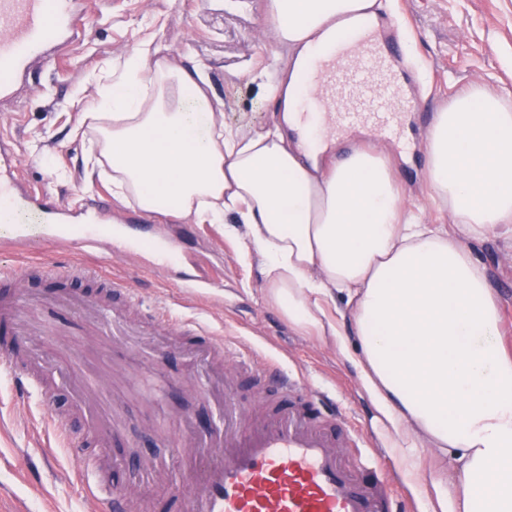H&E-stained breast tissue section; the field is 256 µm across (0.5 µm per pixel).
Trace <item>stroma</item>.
Here are the masks:
<instances>
[{
	"mask_svg": "<svg viewBox=\"0 0 512 512\" xmlns=\"http://www.w3.org/2000/svg\"><path fill=\"white\" fill-rule=\"evenodd\" d=\"M379 30L384 46L401 54L400 81L416 104L407 111L398 133L384 139L358 126L348 143L388 157L409 205L420 207L424 223L452 229L448 210L432 205L424 179L423 139L432 117L461 90L479 85L512 92V0H381ZM266 0H98L83 36L40 66L17 104L0 111V137L14 139L27 182L69 207L95 204L111 208L116 224L144 223V233L175 226L183 247L201 255L202 267L219 263L224 279L207 295L189 296L177 286L178 274L161 275L145 268L144 256L103 244L74 249L65 263H98L103 273L126 278L132 302L106 296L94 284H57L32 272L23 295L32 297L29 315L41 312L45 300L67 302L81 297L86 308L71 310V322L39 336H18L25 363L41 359L44 389L22 391L0 376V512H90L84 483L106 470L117 484L128 479L138 458L166 459L168 477L142 481L134 512H169V499L179 487L183 460L169 439L147 426L156 413L150 403L132 401L129 388L117 385L113 414L121 431L120 446L75 450L48 445L64 420L70 434L87 436V421L72 390L78 379L56 373L59 357L72 348L95 349L89 367L112 352L114 340L98 333V312L110 309L132 332L124 372L132 379L142 370L177 381L168 391V407L184 408L196 434L208 435L222 424L224 388H232L241 405L264 411V397L279 404L295 402L271 383L257 384L235 363L246 358L258 365H278L302 377L304 397L317 408L324 426H342L349 437L341 453L351 458L381 450L383 470L397 474L398 512H436L439 492L456 493L460 463L436 448H398L394 430L375 399L360 382L357 363L337 352L330 337L302 334L265 298L259 264L246 259L239 241L223 225L199 224L174 215L142 217L132 204L112 194V171L87 181L85 160L94 148L92 136L77 135L83 114L104 76L140 43L149 41L162 54L183 65L205 67L210 91L222 102L225 126L244 132L263 130L278 118V103L253 82L254 72L270 63L285 66L288 49L263 26ZM485 266L501 312V342L512 351V232L502 230L474 244ZM173 314L205 324L223 336V361L209 358L203 337L181 335L164 327L159 317Z\"/></svg>",
	"mask_w": 512,
	"mask_h": 512,
	"instance_id": "1",
	"label": "stroma"
}]
</instances>
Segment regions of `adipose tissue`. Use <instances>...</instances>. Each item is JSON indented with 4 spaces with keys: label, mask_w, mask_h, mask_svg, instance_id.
I'll return each instance as SVG.
<instances>
[{
    "label": "adipose tissue",
    "mask_w": 512,
    "mask_h": 512,
    "mask_svg": "<svg viewBox=\"0 0 512 512\" xmlns=\"http://www.w3.org/2000/svg\"><path fill=\"white\" fill-rule=\"evenodd\" d=\"M380 0H267L288 49L270 79L273 126L224 125L198 67L145 43L94 98L90 117L116 196L142 212L238 224L267 300L299 332L360 354L361 380L398 435L456 451L460 512H512V354L470 245L512 225V96L481 87L441 107L425 136L432 200L454 232L421 223L382 154L324 166L331 123L309 137L298 106L318 89L313 55L378 25ZM347 296L332 306L334 292Z\"/></svg>",
    "instance_id": "1"
}]
</instances>
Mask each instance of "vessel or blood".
Returning <instances> with one entry per match:
<instances>
[{
    "label": "vessel or blood",
    "mask_w": 512,
    "mask_h": 512,
    "mask_svg": "<svg viewBox=\"0 0 512 512\" xmlns=\"http://www.w3.org/2000/svg\"><path fill=\"white\" fill-rule=\"evenodd\" d=\"M97 9L96 0H0V104L13 102L35 64L57 54L76 40ZM320 89L306 102L303 122L330 120L337 131L366 125L384 134L399 124L409 100L403 93L386 49L375 31L342 40L328 57L316 60ZM0 250H28L41 237L57 251L70 250L71 225L82 227L78 241L100 247L119 237L136 244L132 227H102L93 212L73 213L49 196H37L23 184L14 149L0 140ZM30 265L0 270V330L17 323L23 310L20 289ZM57 274L103 279L106 288L129 292V284L104 278L92 266H60ZM339 441L325 433L318 417L302 407L277 411L256 421L224 395V437L214 446L192 448L210 459L188 497H176L179 512H390V499L381 484L361 482L338 451ZM88 495L96 512H126L132 501L128 489L111 485L98 474Z\"/></svg>",
    "instance_id": "b4317fda"
}]
</instances>
